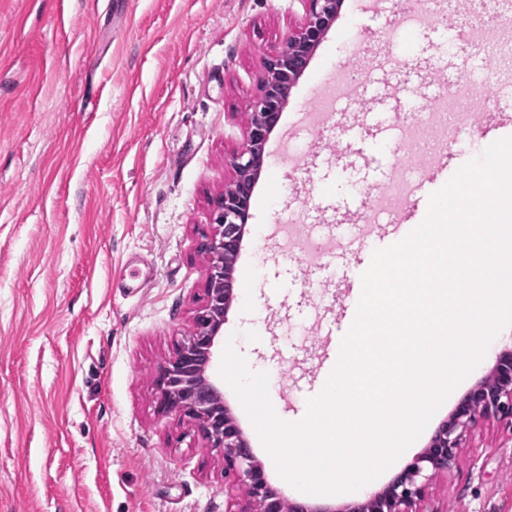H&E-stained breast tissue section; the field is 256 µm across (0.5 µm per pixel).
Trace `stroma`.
Wrapping results in <instances>:
<instances>
[{"label": "stroma", "instance_id": "1", "mask_svg": "<svg viewBox=\"0 0 512 512\" xmlns=\"http://www.w3.org/2000/svg\"><path fill=\"white\" fill-rule=\"evenodd\" d=\"M403 0H344L293 88L265 149L275 189L256 187L237 262L241 287L224 323L251 371L269 375L277 416L307 414L326 363L316 308L339 272L268 227L296 218L310 241L371 210L344 209L368 181L415 179L360 114L353 152L309 114L336 73L368 78L400 55ZM304 13L301 0H0V512H241L243 490L197 424L160 408L156 376L202 308L208 259L198 248L232 177L260 93V56ZM465 55L441 33L465 11L421 20L411 48L431 79L490 54L512 11L483 8ZM463 103L454 168L485 146L468 129L512 67H489ZM315 159L320 178L293 166ZM512 345L501 330L491 354ZM483 359L416 440L420 453L491 364ZM422 512H512V429L480 422L456 466L425 492Z\"/></svg>", "mask_w": 512, "mask_h": 512}]
</instances>
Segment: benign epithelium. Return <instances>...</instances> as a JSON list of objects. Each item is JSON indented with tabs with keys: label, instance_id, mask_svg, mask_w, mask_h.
Listing matches in <instances>:
<instances>
[{
	"label": "benign epithelium",
	"instance_id": "obj_1",
	"mask_svg": "<svg viewBox=\"0 0 512 512\" xmlns=\"http://www.w3.org/2000/svg\"><path fill=\"white\" fill-rule=\"evenodd\" d=\"M305 17L282 43L262 54L265 78L246 122L245 146L230 159L232 184L215 201V231L200 249L210 261L206 304L194 318L190 336L157 376L160 406L199 425L212 447L224 456V477L239 483L254 512H419L417 504L434 476L456 464L465 433L481 420L512 427V349L496 353L486 376L459 399L437 428L426 448L382 490L368 492L339 508L317 506L288 498L272 485L264 464L253 454L237 419L224 404V390L208 375L224 321L237 300L234 267L249 233L251 198L262 168L266 145L281 121L288 94L297 85L316 50L336 21L342 0H301Z\"/></svg>",
	"mask_w": 512,
	"mask_h": 512
}]
</instances>
